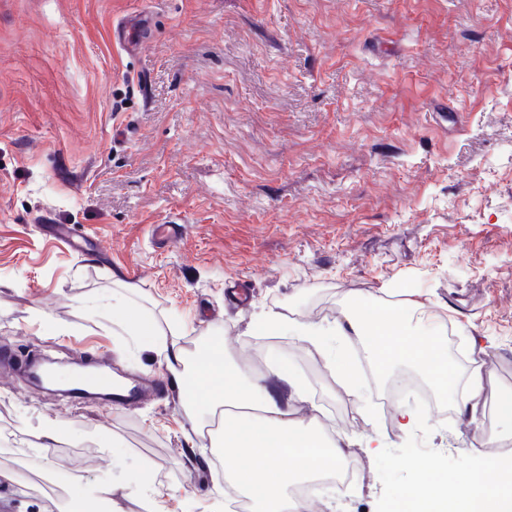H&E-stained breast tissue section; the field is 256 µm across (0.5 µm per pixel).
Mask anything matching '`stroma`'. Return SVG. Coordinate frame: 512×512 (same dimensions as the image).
<instances>
[{
  "mask_svg": "<svg viewBox=\"0 0 512 512\" xmlns=\"http://www.w3.org/2000/svg\"><path fill=\"white\" fill-rule=\"evenodd\" d=\"M144 15L135 54L112 27ZM173 224L172 241L153 237ZM396 284L475 346L476 419L453 397L402 431L360 347L362 392L275 311L329 324ZM196 351L263 343L295 366L358 477L314 512H394L407 457L459 476L500 443L512 388V0H0V512H61L75 487L149 463L160 512H230L216 441L177 391L131 406L24 391L35 357L169 384L113 326V291ZM67 436L46 452L42 426ZM495 413L502 427V434L512 436V389L503 390L496 401Z\"/></svg>",
  "mask_w": 512,
  "mask_h": 512,
  "instance_id": "obj_1",
  "label": "stroma"
}]
</instances>
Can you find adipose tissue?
I'll list each match as a JSON object with an SVG mask.
<instances>
[{"mask_svg": "<svg viewBox=\"0 0 512 512\" xmlns=\"http://www.w3.org/2000/svg\"><path fill=\"white\" fill-rule=\"evenodd\" d=\"M425 312V303L381 305L347 299L346 312L336 323H294L277 312L252 322L253 332L268 336L292 335L325 351L328 342L341 338L362 345L378 379L384 380L402 365L412 367L438 394L454 391L457 380L444 355L441 340L422 336L411 327L409 311ZM134 341H157L166 366L180 372L190 388L181 404L195 426L215 425L217 446L224 461V480L251 501L252 512H305L304 501L292 498L298 477L318 469L333 470L345 463L347 451L327 436L320 423V408L310 404L308 415L294 417L267 383L275 376L305 397L301 378L279 358L268 360L267 376L246 372L228 357L224 343L212 340L194 355L177 345L176 324L160 326L135 306L113 317ZM416 479L404 492V504L418 512H512V457L488 456L457 477L451 487L440 476L423 475V465L408 457Z\"/></svg>", "mask_w": 512, "mask_h": 512, "instance_id": "ef3b65f1", "label": "adipose tissue"}]
</instances>
